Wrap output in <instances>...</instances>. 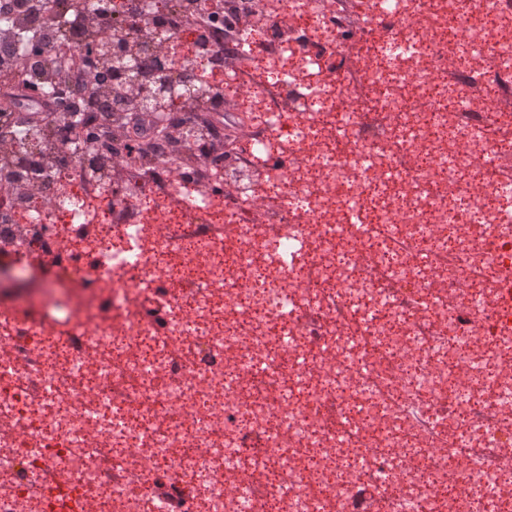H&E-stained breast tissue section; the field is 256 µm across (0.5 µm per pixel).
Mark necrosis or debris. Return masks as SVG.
I'll return each mask as SVG.
<instances>
[{
  "label": "necrosis or debris",
  "mask_w": 512,
  "mask_h": 512,
  "mask_svg": "<svg viewBox=\"0 0 512 512\" xmlns=\"http://www.w3.org/2000/svg\"><path fill=\"white\" fill-rule=\"evenodd\" d=\"M220 9L113 15L219 72L192 106L254 115L240 151L147 103L176 155L124 111L103 164L40 132L0 176V254L76 292L62 330L0 296V512H512V188L479 164L512 161V0Z\"/></svg>",
  "instance_id": "4bbe7bcc"
}]
</instances>
